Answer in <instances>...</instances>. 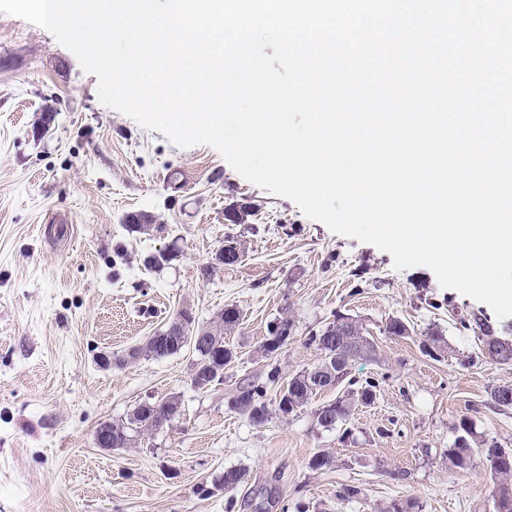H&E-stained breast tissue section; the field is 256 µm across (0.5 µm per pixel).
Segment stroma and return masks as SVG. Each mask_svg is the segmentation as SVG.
Listing matches in <instances>:
<instances>
[{
  "label": "stroma",
  "mask_w": 512,
  "mask_h": 512,
  "mask_svg": "<svg viewBox=\"0 0 512 512\" xmlns=\"http://www.w3.org/2000/svg\"><path fill=\"white\" fill-rule=\"evenodd\" d=\"M236 201L252 214L225 224ZM137 212L152 216V230H127L124 217ZM228 234L243 256L219 266ZM166 249L177 258L145 267ZM231 304L241 320L225 340L237 357L222 384L192 387L190 346L129 358L178 312L201 324ZM337 314L374 346L352 377L379 382L348 441L314 417L333 389L261 427L229 410L236 384L263 380L270 364L286 374L317 364L306 340ZM473 314L512 326L441 288L430 268L394 269L389 253L306 217L217 149L179 147L103 105L96 76L48 30L0 13V512H225L213 481L229 467L248 472L234 512H383L396 500L412 512H495L485 463L452 470L444 455L465 417L512 447V412L489 397L512 384V363L492 360L478 329L459 327ZM282 317L294 334L267 354L268 327ZM394 317L409 336L387 333ZM431 329L443 342L429 355L421 343ZM102 350L123 365L99 368ZM172 395L183 414L168 427L120 451L96 447L100 421ZM319 453L331 463L311 469Z\"/></svg>",
  "instance_id": "1"
}]
</instances>
